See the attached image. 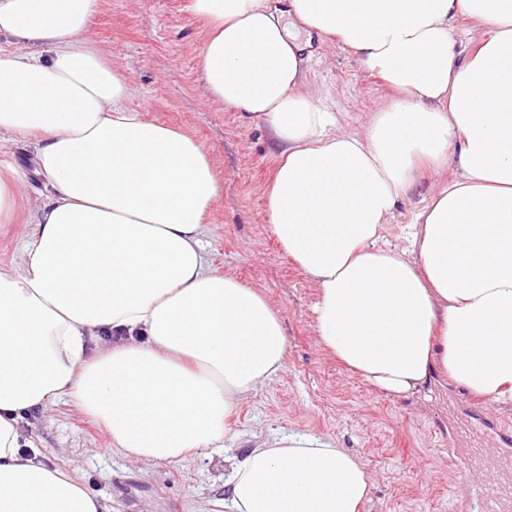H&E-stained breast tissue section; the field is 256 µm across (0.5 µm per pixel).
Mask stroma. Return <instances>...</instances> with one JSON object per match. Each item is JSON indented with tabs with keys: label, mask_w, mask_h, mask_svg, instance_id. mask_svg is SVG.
Returning <instances> with one entry per match:
<instances>
[{
	"label": "stroma",
	"mask_w": 512,
	"mask_h": 512,
	"mask_svg": "<svg viewBox=\"0 0 512 512\" xmlns=\"http://www.w3.org/2000/svg\"><path fill=\"white\" fill-rule=\"evenodd\" d=\"M185 4L102 0L91 38L126 79L129 108L181 129L207 153L224 190L206 220V257L277 310L288 339L284 368L242 399L219 450L200 449L177 462L131 459L69 396L24 415L25 443L39 462L78 480L100 512H228L232 458L293 431L329 437L363 461L371 491L361 512H482L469 504L455 467L474 447L502 450L498 431L512 430V415L439 373L419 391L383 393L322 348L317 291L266 220L275 144L263 122L211 99L200 68L206 32ZM301 44L305 85L335 112L338 131L364 132L391 90L340 45L315 33L302 35ZM459 174L452 162L418 176L395 206L386 244L409 248L404 225Z\"/></svg>",
	"instance_id": "stroma-1"
}]
</instances>
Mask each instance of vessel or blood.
I'll use <instances>...</instances> for the list:
<instances>
[{
  "mask_svg": "<svg viewBox=\"0 0 512 512\" xmlns=\"http://www.w3.org/2000/svg\"><path fill=\"white\" fill-rule=\"evenodd\" d=\"M467 472L493 471V478L473 482L475 496L486 512H512V456L495 455L486 449H474Z\"/></svg>",
  "mask_w": 512,
  "mask_h": 512,
  "instance_id": "obj_1",
  "label": "vessel or blood"
}]
</instances>
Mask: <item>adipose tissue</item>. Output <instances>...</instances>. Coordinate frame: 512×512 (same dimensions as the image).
<instances>
[{"label":"adipose tissue","mask_w":512,"mask_h":512,"mask_svg":"<svg viewBox=\"0 0 512 512\" xmlns=\"http://www.w3.org/2000/svg\"><path fill=\"white\" fill-rule=\"evenodd\" d=\"M100 0H0V134L25 138L51 188L18 271H0V512H99L82 485L23 455L25 413L63 395L140 461L220 445L242 398L283 368L280 317L213 271L202 237L223 192L196 141L127 106L88 38ZM212 99L278 146L267 221L315 286L320 345L376 389L441 372L512 411V0H189ZM351 50L400 98L364 134L301 80L297 35ZM489 27L457 56L459 17ZM456 162L406 231L381 239L421 166ZM119 344L86 358L90 337ZM230 512H360L361 460L288 433L232 465Z\"/></svg>","instance_id":"obj_1"}]
</instances>
